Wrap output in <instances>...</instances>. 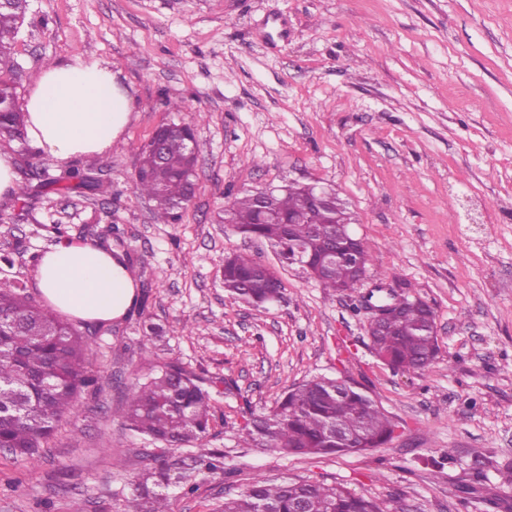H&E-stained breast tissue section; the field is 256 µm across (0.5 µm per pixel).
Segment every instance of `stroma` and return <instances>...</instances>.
I'll use <instances>...</instances> for the list:
<instances>
[{"label":"stroma","mask_w":512,"mask_h":512,"mask_svg":"<svg viewBox=\"0 0 512 512\" xmlns=\"http://www.w3.org/2000/svg\"><path fill=\"white\" fill-rule=\"evenodd\" d=\"M15 61L24 93L48 61L108 68L131 113L112 148L73 160L111 181L110 199L45 187L63 163L13 143L0 253L14 265L0 277L43 304L35 260L56 244L55 225L97 243L116 224L136 300L112 322L74 320L99 387L38 465L0 454V512H127L160 449L121 409L156 361L224 380L209 445L225 471L170 489L172 512H222L258 475L340 483L390 512H512L501 476L512 469V0H29ZM181 120L194 124L198 187L179 223L159 224L135 190L139 153ZM289 182L332 187L353 213L370 255L356 290L327 291L219 223L240 191ZM231 252L273 268L284 299H229ZM378 285L433 309L441 352L425 371H393L372 353L368 315L353 306ZM147 321L165 330L148 355ZM318 376L369 395L392 439L336 457L240 447L252 417Z\"/></svg>","instance_id":"1"}]
</instances>
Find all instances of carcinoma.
Listing matches in <instances>:
<instances>
[{"instance_id": "carcinoma-1", "label": "carcinoma", "mask_w": 512, "mask_h": 512, "mask_svg": "<svg viewBox=\"0 0 512 512\" xmlns=\"http://www.w3.org/2000/svg\"><path fill=\"white\" fill-rule=\"evenodd\" d=\"M28 12V0L0 8V145L24 137L26 112L13 68L14 47ZM188 124L160 127L153 140L162 141L160 156L146 144L141 148L135 187L154 203L160 224H173L193 194L194 163L183 133ZM60 191L76 187L101 196L112 195V183L93 178L78 168L55 181ZM302 215L303 224L281 220ZM224 224L248 237L264 239L277 249L282 262L288 254H317L330 243L348 242L345 231L353 223L346 208L318 207L307 186L291 183L271 193L270 214L261 212L258 191L236 196L220 217ZM367 268L364 244L327 268L317 278L334 292L357 288L354 266ZM224 292L228 298L260 307L283 299L285 288L276 272L247 256L231 253L224 260ZM399 315L368 328L376 355L395 371L422 372L440 352L431 334V307L406 294L393 295ZM88 341L71 324L30 302L20 287L0 280V448L33 465L41 444L72 412L81 392L98 388V378L85 366ZM204 381L184 367L167 362L137 381L122 410L125 425L152 441L169 446L195 445L191 462L156 459L147 479L135 484L128 512H170L160 489L187 485L200 473L224 470V453L208 448L213 425L211 394ZM244 448H269L284 455L327 456L360 454L388 442L393 424L366 393L345 380L314 377L287 389L267 415L253 417L245 426ZM390 512L386 503L357 495L341 485L284 481L257 476L241 492L224 499V512Z\"/></svg>"}]
</instances>
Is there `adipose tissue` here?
<instances>
[{"mask_svg": "<svg viewBox=\"0 0 512 512\" xmlns=\"http://www.w3.org/2000/svg\"><path fill=\"white\" fill-rule=\"evenodd\" d=\"M31 145L58 161L98 154L116 141L130 116L128 94L97 65L42 69L26 98ZM36 286L60 314L108 322L123 317L136 296L130 270L100 245L64 240L37 265Z\"/></svg>", "mask_w": 512, "mask_h": 512, "instance_id": "adipose-tissue-1", "label": "adipose tissue"}]
</instances>
